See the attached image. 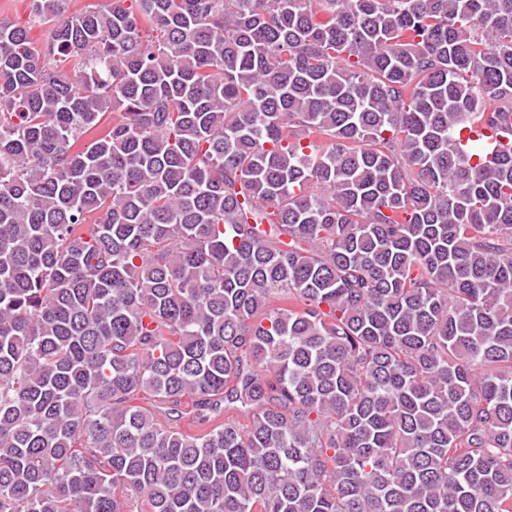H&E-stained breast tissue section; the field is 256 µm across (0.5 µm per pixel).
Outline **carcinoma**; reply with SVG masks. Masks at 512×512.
<instances>
[{
  "mask_svg": "<svg viewBox=\"0 0 512 512\" xmlns=\"http://www.w3.org/2000/svg\"><path fill=\"white\" fill-rule=\"evenodd\" d=\"M70 3L0 23V512H512V0Z\"/></svg>",
  "mask_w": 512,
  "mask_h": 512,
  "instance_id": "carcinoma-1",
  "label": "carcinoma"
}]
</instances>
